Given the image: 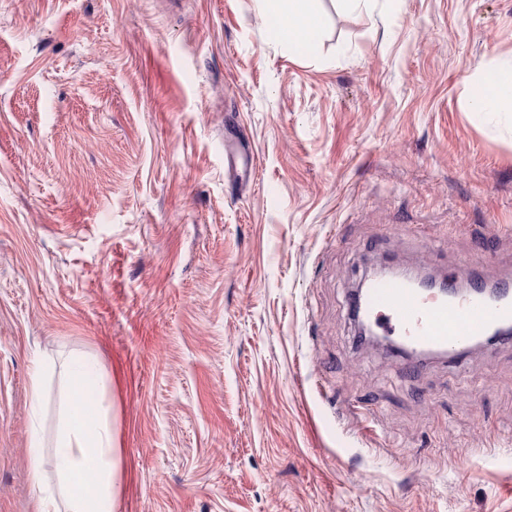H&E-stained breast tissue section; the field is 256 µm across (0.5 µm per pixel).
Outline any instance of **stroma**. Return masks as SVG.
I'll return each mask as SVG.
<instances>
[{"label": "stroma", "instance_id": "1", "mask_svg": "<svg viewBox=\"0 0 512 512\" xmlns=\"http://www.w3.org/2000/svg\"><path fill=\"white\" fill-rule=\"evenodd\" d=\"M319 8L293 53L257 0H0V512L74 357L117 512H512V346L409 375L348 311L384 257L512 275V0ZM491 90L482 86L474 95L479 112H512V60L494 69L487 79Z\"/></svg>", "mask_w": 512, "mask_h": 512}]
</instances>
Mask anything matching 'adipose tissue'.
<instances>
[{"label": "adipose tissue", "instance_id": "adipose-tissue-1", "mask_svg": "<svg viewBox=\"0 0 512 512\" xmlns=\"http://www.w3.org/2000/svg\"><path fill=\"white\" fill-rule=\"evenodd\" d=\"M263 18L288 51L308 50L320 39L324 21L317 0H258ZM481 112H512V62L494 69L474 96ZM92 362L75 360L70 391L60 397L64 414L56 450L44 458V440L33 430L31 480L40 496L37 512H117L118 460L108 411L100 401L82 399L76 388L93 371Z\"/></svg>", "mask_w": 512, "mask_h": 512}]
</instances>
